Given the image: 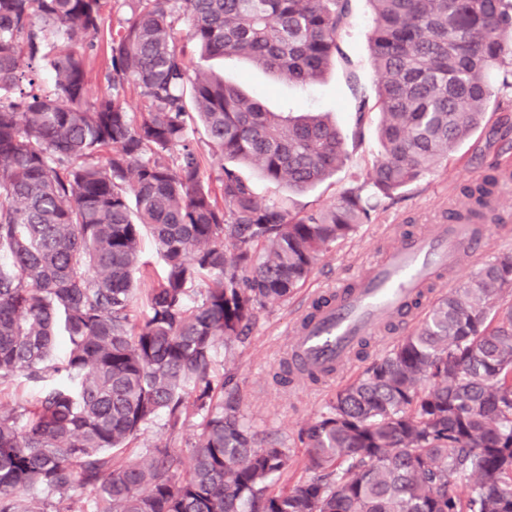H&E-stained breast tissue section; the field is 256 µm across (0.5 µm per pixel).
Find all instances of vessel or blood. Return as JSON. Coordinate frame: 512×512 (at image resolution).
<instances>
[{"instance_id": "obj_1", "label": "vessel or blood", "mask_w": 512, "mask_h": 512, "mask_svg": "<svg viewBox=\"0 0 512 512\" xmlns=\"http://www.w3.org/2000/svg\"><path fill=\"white\" fill-rule=\"evenodd\" d=\"M484 235L472 224H441L405 238L358 288L337 291L316 315H302L291 330V359L316 370L340 365L361 337L381 328L438 271H456L461 254L480 251Z\"/></svg>"}]
</instances>
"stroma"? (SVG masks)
<instances>
[{"mask_svg":"<svg viewBox=\"0 0 512 512\" xmlns=\"http://www.w3.org/2000/svg\"><path fill=\"white\" fill-rule=\"evenodd\" d=\"M131 7V0H105L102 33L95 48L87 55L88 78L96 92L107 89L105 73L110 60L111 36L125 26ZM371 25L369 0H352L351 24L341 35V47L350 60L349 65H335L321 83L304 88L286 78L274 77L242 59L227 57L200 61L194 48H187L190 68L206 66L223 75L225 81L240 85L249 95L261 98L274 112L329 113L346 136L351 155L348 166L327 182L293 196L284 186L263 180L257 165L242 167V175L255 184L263 198L291 197L290 207L295 211L330 205L349 186L352 175H365L379 156V112L366 116L360 140L351 138L355 127L354 98L346 76L347 71H354L367 95L375 96L377 76L370 66L368 44ZM496 160L512 165V145L502 138L495 121L491 120L461 144L447 164L406 187L396 204L378 211L372 223L362 225L352 239L332 247L322 257L307 284L291 298L260 310L244 344L235 346L228 353L216 352L215 376H222L227 371L234 374L241 409L259 436L280 439L295 458H302L304 449L298 440L300 427L323 409L338 388L361 373L399 336L411 332L424 315L423 309H416L407 322L401 323L399 331L391 333L383 329L374 332L366 354L351 357L335 375L322 383L300 381L285 388L277 386L272 376L281 361L287 358L290 331L310 300L356 282L405 234L419 235L433 225L447 223L449 211L464 206L461 186L479 177L487 165ZM483 250V258H462L461 270L454 277L439 275L429 290L430 297L448 291L450 283H461L481 262L512 253V221L491 225Z\"/></svg>","mask_w":512,"mask_h":512,"instance_id":"35a3bbf8","label":"stroma"}]
</instances>
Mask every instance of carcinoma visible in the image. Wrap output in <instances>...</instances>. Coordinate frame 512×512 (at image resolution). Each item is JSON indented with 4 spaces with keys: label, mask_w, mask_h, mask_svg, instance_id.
Returning <instances> with one entry per match:
<instances>
[{
    "label": "carcinoma",
    "mask_w": 512,
    "mask_h": 512,
    "mask_svg": "<svg viewBox=\"0 0 512 512\" xmlns=\"http://www.w3.org/2000/svg\"><path fill=\"white\" fill-rule=\"evenodd\" d=\"M111 40L109 91L86 57L103 0H0V384H42L31 408L0 409V512H512V254L434 301L418 326L336 390L299 429L302 461L258 438L217 346L303 287L352 238L503 109L512 89V0H369L375 104L349 74L361 137L382 114L380 157L328 207L266 200L239 167L305 192L350 162L328 117L270 111L214 72L189 77L175 24L200 59L247 58L301 87L346 60L351 0H133ZM49 70L17 73L22 57ZM140 98L128 111L126 86ZM198 118L220 191L191 146ZM491 163L463 186L486 219ZM151 238L163 274L133 319ZM200 289L201 300L189 304ZM285 386L322 376L285 359ZM200 423L191 462L167 445L133 452L163 420ZM315 476L275 484L295 464Z\"/></svg>",
    "instance_id": "carcinoma-1"
}]
</instances>
